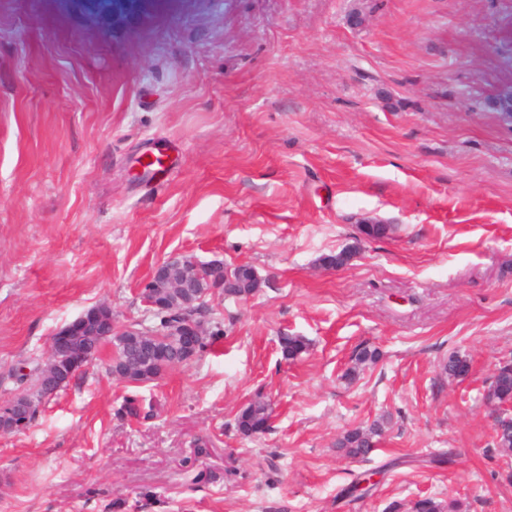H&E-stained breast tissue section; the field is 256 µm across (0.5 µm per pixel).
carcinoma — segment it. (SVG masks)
<instances>
[{
  "label": "carcinoma",
  "mask_w": 512,
  "mask_h": 512,
  "mask_svg": "<svg viewBox=\"0 0 512 512\" xmlns=\"http://www.w3.org/2000/svg\"><path fill=\"white\" fill-rule=\"evenodd\" d=\"M394 232L392 224H362L356 242L381 240ZM173 281L179 287L156 288L154 293L161 295V299L173 306L175 312L168 316L158 314L152 323L162 326L170 320L186 318L201 321L209 326L208 336L204 337L201 345L203 350L222 334L221 325L213 320L212 307L207 302L196 304L185 312L182 311L184 302L197 299L202 284L222 290L228 298L247 297L256 290L252 282L247 284L243 280L224 278V272L219 269L205 270L200 276L187 268L177 269L173 273ZM107 345L115 347L106 363L107 370L128 384L149 381L155 375L161 376L185 364L188 359L179 341L157 340L149 336H80L74 342V350L87 354L89 359L86 364L94 366L102 361L101 351ZM281 349L286 358L296 359L306 351L307 343L301 336L286 334L281 337ZM377 357L376 349L368 345L359 346L354 352L347 376L356 377L360 371L374 364ZM441 370L448 377L459 379L468 375L469 361L453 352L442 362ZM77 376L78 372L69 371L54 357L33 365L23 363L12 369L10 377L16 383L27 386V393L34 398L30 408L19 402L13 408L14 422L19 424L18 430L29 428L41 409ZM485 397L505 412L512 409V362L498 366L488 382ZM153 412V406H143L135 395L126 397L120 408L121 414L132 418H149ZM271 416L270 403L258 395L239 412L237 425L242 433L251 434L260 426H269ZM383 427L384 422L375 421L368 427L349 429L337 438L336 448L350 458L365 460L374 451ZM494 445L501 454L512 455V419L503 420L496 427ZM462 508L463 505L458 502H450L445 506L432 498H423L414 504V512H462Z\"/></svg>",
  "instance_id": "carcinoma-1"
}]
</instances>
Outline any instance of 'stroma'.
<instances>
[{
  "mask_svg": "<svg viewBox=\"0 0 512 512\" xmlns=\"http://www.w3.org/2000/svg\"><path fill=\"white\" fill-rule=\"evenodd\" d=\"M509 85L512 0H0V401L84 310L144 318L172 255L262 280L212 297L224 334L189 363L88 370L0 433V512H512L484 401L512 360ZM368 219L400 230L357 244ZM363 343L380 359L345 379ZM132 394L153 418L120 415ZM380 418L368 460L337 451ZM272 416V408L270 403L262 396H256L252 402L244 407L237 416V425L239 430L244 434L253 433L256 428L266 426L267 430L270 426L269 420ZM255 431L254 434H257Z\"/></svg>",
  "mask_w": 512,
  "mask_h": 512,
  "instance_id": "35a3bbf8",
  "label": "stroma"
}]
</instances>
